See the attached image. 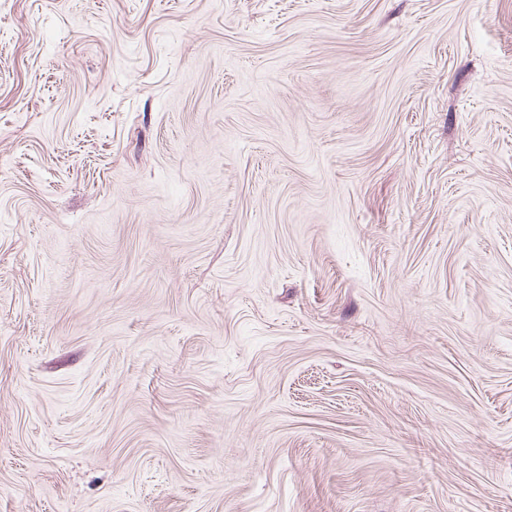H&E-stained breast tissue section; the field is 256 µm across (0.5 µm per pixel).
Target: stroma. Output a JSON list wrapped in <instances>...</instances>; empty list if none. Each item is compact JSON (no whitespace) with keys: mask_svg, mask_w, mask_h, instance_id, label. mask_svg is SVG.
<instances>
[{"mask_svg":"<svg viewBox=\"0 0 512 512\" xmlns=\"http://www.w3.org/2000/svg\"><path fill=\"white\" fill-rule=\"evenodd\" d=\"M0 512H512V0H0Z\"/></svg>","mask_w":512,"mask_h":512,"instance_id":"35a3bbf8","label":"stroma"}]
</instances>
